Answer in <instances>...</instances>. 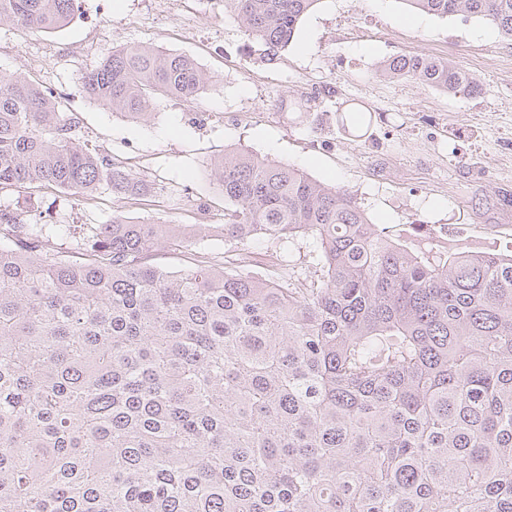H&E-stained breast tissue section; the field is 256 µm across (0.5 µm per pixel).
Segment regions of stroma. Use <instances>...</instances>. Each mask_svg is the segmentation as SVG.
Segmentation results:
<instances>
[{
    "mask_svg": "<svg viewBox=\"0 0 512 512\" xmlns=\"http://www.w3.org/2000/svg\"><path fill=\"white\" fill-rule=\"evenodd\" d=\"M66 26L0 27V71L20 72L64 98L81 139L151 183L136 199L95 192L76 204L54 186L0 191V205L40 225L62 254L70 225L93 229L122 214L144 224H220L215 159L246 149L356 195L385 235L422 252H512V39L483 20L409 10L403 0H318L274 58L243 35L224 0H77ZM156 46L209 75L191 101L156 100L133 122L91 99L83 78L112 50ZM445 59L481 88L451 95L378 74L387 60ZM302 238L249 245L207 238L165 242L170 271L207 258L229 269L246 252L277 257L280 278L306 276Z\"/></svg>",
    "mask_w": 512,
    "mask_h": 512,
    "instance_id": "obj_1",
    "label": "stroma"
}]
</instances>
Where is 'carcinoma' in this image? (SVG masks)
I'll return each instance as SVG.
<instances>
[{"instance_id":"carcinoma-1","label":"carcinoma","mask_w":512,"mask_h":512,"mask_svg":"<svg viewBox=\"0 0 512 512\" xmlns=\"http://www.w3.org/2000/svg\"><path fill=\"white\" fill-rule=\"evenodd\" d=\"M318 0H224L244 35L288 45ZM512 38V0H404ZM75 0H0V26L48 32ZM449 94L478 84L425 54L380 68ZM209 78L129 45L84 77L133 121ZM52 89L0 72V189L80 202L144 180L79 140ZM224 240H311L320 275L154 263L210 224L114 215L78 259L0 208V512H512V255H426L383 236L357 199L245 149L211 169Z\"/></svg>"}]
</instances>
